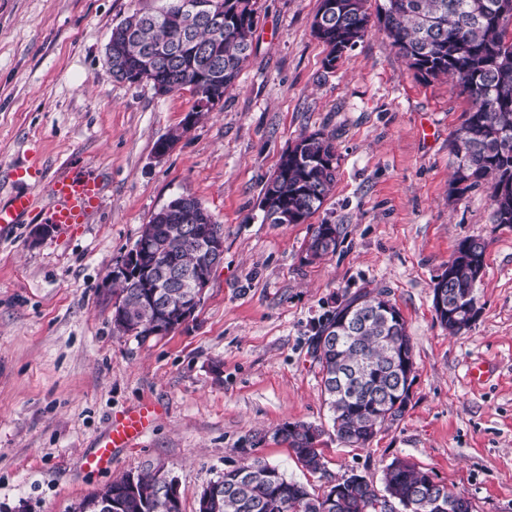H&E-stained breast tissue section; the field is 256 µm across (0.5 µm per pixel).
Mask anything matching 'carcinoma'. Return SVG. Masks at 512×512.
Returning <instances> with one entry per match:
<instances>
[{
	"mask_svg": "<svg viewBox=\"0 0 512 512\" xmlns=\"http://www.w3.org/2000/svg\"><path fill=\"white\" fill-rule=\"evenodd\" d=\"M181 0H154V5L134 10L112 27V75L121 80L124 69H142L147 82L172 93L188 88L193 96L223 99L247 62L252 50L256 0H222L224 16L247 21L237 32L223 24L188 20ZM335 8L313 19L315 37L329 52L330 67L368 32L367 0H332ZM500 0H380L376 20L380 30L398 48L408 67L424 79L448 76L456 79L469 102L465 120L451 141L453 174L448 196L462 197L482 185L489 186L493 223L512 224L502 218V208L512 213V197L498 199L496 189L512 182V15L501 16ZM338 157L331 137L321 131L300 136L282 155L272 176L262 186L264 218L278 223L274 214H288V223L314 215L336 183ZM222 236L221 225L192 199L190 209L173 204L160 208L143 225L138 238L150 244L142 255L140 277L134 283H115L112 288V326L119 334L143 339L173 322V303L183 297L198 276L211 275L189 240L176 241L180 225ZM334 224H319L307 247L314 256L335 251ZM171 262L168 285L155 303L147 302L154 291L151 269ZM485 263V244L464 239L448 259V302L457 315L478 304L474 266ZM377 297L361 292L325 317L335 322L350 310L367 317L348 324L332 339L315 329L312 357L319 366L321 395L338 441L368 444L386 417L375 405L379 398L394 403L399 383L395 351L413 352L406 324L392 316L374 313ZM322 430L306 423H285L272 432L255 434L249 455L258 444L271 440L285 444L311 473L324 470L314 433ZM383 492L412 499L419 512H437L432 502L442 499L446 512H472L471 502L444 484H434L428 473L404 459H394L383 470ZM373 482L350 475L336 483L337 495H315L275 465L255 457L250 463L224 470L209 485L207 512H377ZM112 512H183L172 506L163 491V479L149 467L135 474V485L122 476L110 483Z\"/></svg>",
	"mask_w": 512,
	"mask_h": 512,
	"instance_id": "carcinoma-1",
	"label": "carcinoma"
}]
</instances>
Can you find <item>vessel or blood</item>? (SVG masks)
Instances as JSON below:
<instances>
[{
    "instance_id": "b4317fda",
    "label": "vessel or blood",
    "mask_w": 512,
    "mask_h": 512,
    "mask_svg": "<svg viewBox=\"0 0 512 512\" xmlns=\"http://www.w3.org/2000/svg\"><path fill=\"white\" fill-rule=\"evenodd\" d=\"M51 192L54 198L51 221L66 231L73 225L85 222L97 204L99 185L92 178L67 174L53 182ZM34 209L35 202L31 195H13L8 205L0 207V229L9 230L12 224L18 223ZM155 415L154 405L145 402L133 410L112 417L95 451L86 457L85 467L101 469L110 466L116 450L133 446L149 431Z\"/></svg>"
}]
</instances>
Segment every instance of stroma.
<instances>
[{
    "mask_svg": "<svg viewBox=\"0 0 512 512\" xmlns=\"http://www.w3.org/2000/svg\"><path fill=\"white\" fill-rule=\"evenodd\" d=\"M145 0H0V205L40 204L63 172L99 181L86 223L34 239L39 213L0 235V512H74L115 478L163 467L183 512L250 435L323 427L321 473L268 443L257 454L323 492L352 473L381 481L405 458L472 501L512 512V224L488 186L448 198L450 142L468 101L423 79L377 28L333 68L311 31L318 0H257L253 52L209 116L184 127L190 90L117 80L105 47ZM183 134L172 151L158 139ZM332 136L333 190L303 224L264 221L263 183L300 134ZM196 197L222 228L224 260L188 322L165 336L117 335L99 284L172 198ZM319 224L334 253L308 262ZM486 244L481 312L448 334L432 293L463 239ZM401 311L416 378L403 417L366 448L337 441L309 353L314 327L362 289ZM486 375L471 381V365ZM152 401L158 416L110 468L83 466L110 417Z\"/></svg>",
    "mask_w": 512,
    "mask_h": 512,
    "instance_id": "stroma-1",
    "label": "stroma"
}]
</instances>
